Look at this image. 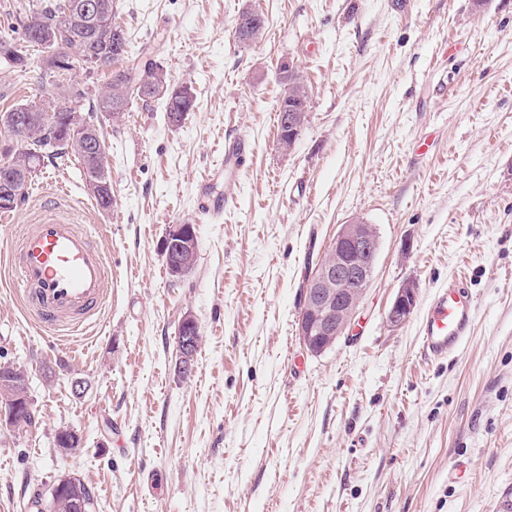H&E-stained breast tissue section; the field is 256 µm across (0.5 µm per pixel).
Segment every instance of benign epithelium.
Listing matches in <instances>:
<instances>
[{
	"mask_svg": "<svg viewBox=\"0 0 512 512\" xmlns=\"http://www.w3.org/2000/svg\"><path fill=\"white\" fill-rule=\"evenodd\" d=\"M302 112L288 113L286 130L277 145L283 152L292 150L303 130ZM26 127V119L15 113L0 114V132L6 139L0 141V150L8 152L7 164L21 168L19 153L14 151L17 133ZM174 245L180 253V266H193L197 257V235L192 224H173L163 238L162 247ZM380 243L373 226L360 220L342 225L330 244L329 259L317 269L308 282L304 307L313 311V318L299 325L298 331L304 348L318 354L345 335L354 321L375 270V256ZM417 286L403 285L388 311L387 322L393 329L402 327L411 317L416 303ZM181 323L177 349L181 359L191 361L199 346L197 322L186 314ZM25 397L0 408V424L14 427L18 411L27 406Z\"/></svg>",
	"mask_w": 512,
	"mask_h": 512,
	"instance_id": "1",
	"label": "benign epithelium"
}]
</instances>
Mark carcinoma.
I'll list each match as a JSON object with an SVG mask.
<instances>
[{
  "label": "carcinoma",
  "mask_w": 512,
  "mask_h": 512,
  "mask_svg": "<svg viewBox=\"0 0 512 512\" xmlns=\"http://www.w3.org/2000/svg\"><path fill=\"white\" fill-rule=\"evenodd\" d=\"M77 2L79 0H15L11 13L17 24L0 28V65L8 66L21 79H28L31 52L42 57L52 46L64 50L66 55L87 57L85 71L90 75L111 69L119 60L125 61V68L113 74L112 81L92 98L84 89L69 83V68L63 67L50 74V80L41 81L39 99L11 108L13 112H25L29 116V124L20 132V142L17 143L28 175H33L46 157L64 164L75 158L86 171L88 182L105 185L102 190H92L90 194L99 208L107 210L112 207V176L106 150L101 148L105 138L98 132L99 115L123 113L128 111L132 100L149 99L140 89L154 74L153 69L144 67L145 49L134 52L127 41L122 47L115 44L114 30H121L123 26L116 19L114 0H98L102 9L93 24L80 20ZM32 15L37 19L34 26L27 23ZM172 87L176 92L164 98L165 114L169 125L179 126L194 103L186 95L187 89L179 92L175 83ZM45 99L54 101L59 107L58 113L49 120L43 118L42 102ZM73 103L80 105L89 122L86 129L71 133L66 130L65 114ZM63 482V492L93 500L80 479L69 477Z\"/></svg>",
  "instance_id": "cac0c4a2"
}]
</instances>
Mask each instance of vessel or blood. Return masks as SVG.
I'll use <instances>...</instances> for the list:
<instances>
[{
    "mask_svg": "<svg viewBox=\"0 0 512 512\" xmlns=\"http://www.w3.org/2000/svg\"><path fill=\"white\" fill-rule=\"evenodd\" d=\"M251 153L242 138L224 146V168L233 170ZM99 231L80 224L62 199L42 205L33 223L22 225L9 259L19 278L26 312L57 337L86 332L112 295V269L97 247ZM475 300L458 280L449 279L425 308L421 352L441 360L453 356L468 338Z\"/></svg>",
    "mask_w": 512,
    "mask_h": 512,
    "instance_id": "1",
    "label": "vessel or blood"
}]
</instances>
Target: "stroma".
<instances>
[{"label": "stroma", "instance_id": "35a3bbf8", "mask_svg": "<svg viewBox=\"0 0 512 512\" xmlns=\"http://www.w3.org/2000/svg\"><path fill=\"white\" fill-rule=\"evenodd\" d=\"M134 46L153 44L195 105L169 126L132 100L106 147L112 207L77 162L44 160L0 223V364L28 376L34 420L0 426V512H30L81 479L95 512H499L512 491V0H115ZM263 14L248 48L239 13ZM311 90L293 150L277 148L278 70ZM251 158L213 168L224 142ZM104 224L112 301L70 348L29 320L8 248L39 192ZM232 204L198 209L200 186ZM373 224L375 278L352 327L321 354L297 335L311 270L342 224ZM198 253L171 276L169 225ZM462 279L476 301L459 353L419 354L424 310ZM418 287L401 328L388 310ZM202 342L175 370L184 315ZM87 384L83 394L74 380ZM76 429L80 450L54 444ZM251 152L249 143L243 138L228 141L224 146V173L236 168ZM168 245H176L181 258L178 257L180 266L192 267L197 257V235L192 224H172L163 238L162 250Z\"/></svg>", "mask_w": 512, "mask_h": 512}]
</instances>
